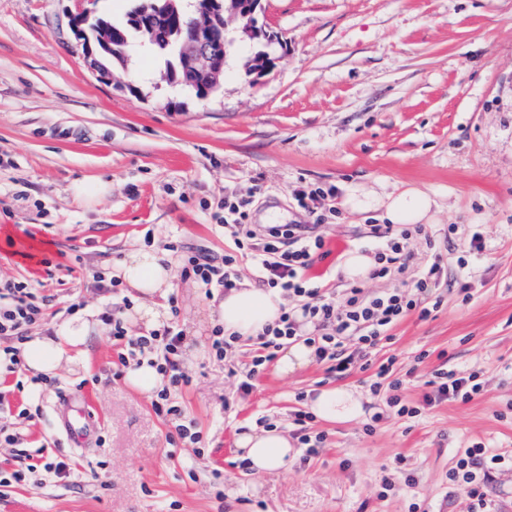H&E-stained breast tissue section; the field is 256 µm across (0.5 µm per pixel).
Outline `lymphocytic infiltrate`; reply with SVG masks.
<instances>
[{
  "label": "lymphocytic infiltrate",
  "mask_w": 512,
  "mask_h": 512,
  "mask_svg": "<svg viewBox=\"0 0 512 512\" xmlns=\"http://www.w3.org/2000/svg\"><path fill=\"white\" fill-rule=\"evenodd\" d=\"M224 234L234 247L224 257L215 258L205 252L193 256L182 274L196 279L202 287L232 290L238 287L239 264L249 260L256 281L262 286L276 288L298 299L297 311H302L318 328L315 336L306 337L307 345L313 346L318 362L327 365L329 371L345 376L351 373L359 361L369 360L389 346L394 336L393 328L410 313L419 318L431 316V307L423 305L421 298L438 281L442 264L433 259L424 267L412 264L410 250L412 240L425 236L421 224H377L372 228L380 245L375 253L376 266L371 275L375 278L407 277L410 291L393 290L369 295L353 284L345 288L342 300H335L322 284L305 279L314 255L323 248L322 237L312 235L306 224L257 225L246 221V214L239 205L224 208ZM46 298L31 292L28 282L5 280L0 282V335L15 338V345L6 347L4 355L12 368H20L21 352L18 347L28 327L43 320ZM295 311H285L277 326L266 329L253 341L250 376L242 380L240 388L250 391L251 376L260 373L277 352L297 337ZM183 336L174 326L152 331L135 340L141 355L150 356L161 372L168 375L170 388L162 390L153 403L156 414L164 416L173 425L167 435L169 445L196 441L197 435L181 424V409L174 402L171 387L187 382V375L179 367V352ZM393 358L382 361L370 377L373 393H385L386 403L397 415L415 418L419 407L409 405L403 398L408 386L404 377L393 368ZM431 390L424 394L425 404L440 401L467 402L483 390L478 373H460L439 369L433 372L429 382ZM510 467L512 457L488 452L484 446L475 445L462 451L448 479L467 493L469 512H487L488 499L485 488L492 472Z\"/></svg>",
  "instance_id": "obj_1"
}]
</instances>
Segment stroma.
<instances>
[{
  "mask_svg": "<svg viewBox=\"0 0 512 512\" xmlns=\"http://www.w3.org/2000/svg\"><path fill=\"white\" fill-rule=\"evenodd\" d=\"M129 5L0 0V279L48 298L31 334L52 335L74 303L99 317L123 306L127 290L100 281L143 244L173 249L182 266L198 249L223 254L226 200L246 202L251 224L313 225L325 246L308 275L341 298L337 267L368 250L374 223L345 199L413 187L439 203L428 239L412 243L415 265L442 259L424 299L439 309L406 317L382 354L413 369L404 395L422 411L397 416L369 395V371L339 377L319 362L287 377L268 363L242 391L249 346L217 357L213 296L179 276L159 305L175 306L170 322L195 338L181 351L190 381L175 399L199 441L168 444L170 423L119 373L111 329L97 331L55 378L0 372L10 406L0 416V512H409L414 502L467 512L448 480L463 448L512 453V0H264L274 70L249 81L251 48L229 23L224 83L205 101L168 82L143 47L113 78L91 69L73 16L117 20ZM95 178L109 192L77 203L74 182ZM477 230L486 248L459 267ZM439 368L480 372L483 392L423 405ZM336 387L365 393L364 415L313 419L326 436L316 455L251 473L238 434L263 416L293 433L308 396ZM69 391L85 394L99 421L91 447H71L60 431L57 403ZM50 460L66 462L67 476L11 478Z\"/></svg>",
  "mask_w": 512,
  "mask_h": 512,
  "instance_id": "stroma-1",
  "label": "stroma"
}]
</instances>
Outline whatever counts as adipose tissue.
I'll return each instance as SVG.
<instances>
[{
	"label": "adipose tissue",
	"instance_id": "adipose-tissue-1",
	"mask_svg": "<svg viewBox=\"0 0 512 512\" xmlns=\"http://www.w3.org/2000/svg\"><path fill=\"white\" fill-rule=\"evenodd\" d=\"M346 204L355 211L376 212L382 224H430L438 210L434 198L415 188L391 193L382 199L351 196ZM173 265L171 252L155 245L129 253L117 270L118 278L134 291L128 319L152 329L164 325V314L150 299L166 295L171 288ZM286 307L287 301L280 291L244 282L225 293L216 315L225 335L246 339L275 326ZM100 325L93 313L83 312L60 325L54 335L32 337L22 348L27 368L33 375L54 377L62 360L69 358L71 352L80 351L89 333ZM309 404L317 417L331 423L349 422L364 412L363 395L347 388L321 390ZM237 446L242 459L257 474L281 473L294 455L292 440L276 428H250L239 435Z\"/></svg>",
	"mask_w": 512,
	"mask_h": 512
}]
</instances>
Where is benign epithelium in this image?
Returning a JSON list of instances; mask_svg holds the SVG:
<instances>
[{
    "mask_svg": "<svg viewBox=\"0 0 512 512\" xmlns=\"http://www.w3.org/2000/svg\"><path fill=\"white\" fill-rule=\"evenodd\" d=\"M263 0H192L187 9L183 0H142L133 17V26L144 37V42L155 44L174 36L180 50L177 69L180 81L193 85L198 99L205 100L221 87L224 81V41L226 22L237 20L239 40L249 44L268 46L277 36L259 22ZM77 37L86 51L103 54L114 44L128 43L125 32L91 13L81 12L75 17ZM274 68V59L263 50L246 62L247 75L256 79L268 75Z\"/></svg>",
    "mask_w": 512,
    "mask_h": 512,
    "instance_id": "1",
    "label": "benign epithelium"
}]
</instances>
